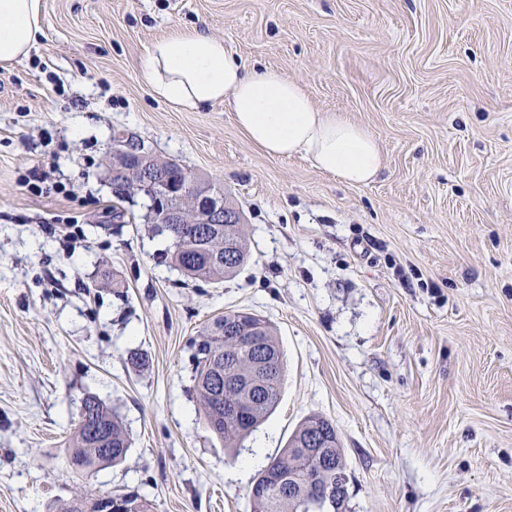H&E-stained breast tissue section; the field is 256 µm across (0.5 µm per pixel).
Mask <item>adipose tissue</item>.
I'll use <instances>...</instances> for the list:
<instances>
[{"label": "adipose tissue", "mask_w": 512, "mask_h": 512, "mask_svg": "<svg viewBox=\"0 0 512 512\" xmlns=\"http://www.w3.org/2000/svg\"><path fill=\"white\" fill-rule=\"evenodd\" d=\"M44 0H0V66L27 57L43 33ZM155 98L176 111L217 104L247 139L272 157L306 158L320 171L353 185L375 179L381 147L362 126L314 106L309 94L280 71L245 70L222 39L192 29L155 39L138 60Z\"/></svg>", "instance_id": "ef3b65f1"}]
</instances>
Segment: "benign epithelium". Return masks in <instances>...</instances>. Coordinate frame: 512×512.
Here are the masks:
<instances>
[{
  "label": "benign epithelium",
  "instance_id": "1",
  "mask_svg": "<svg viewBox=\"0 0 512 512\" xmlns=\"http://www.w3.org/2000/svg\"><path fill=\"white\" fill-rule=\"evenodd\" d=\"M146 149L130 134L112 135V185H130L134 197L153 201L147 219L168 231L169 224H240L242 216L224 208V189L202 181L178 165L166 170L148 167ZM84 512H112V496L97 495L85 502Z\"/></svg>",
  "mask_w": 512,
  "mask_h": 512
}]
</instances>
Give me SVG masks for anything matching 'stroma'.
I'll return each instance as SVG.
<instances>
[{"label":"stroma","instance_id":"obj_1","mask_svg":"<svg viewBox=\"0 0 512 512\" xmlns=\"http://www.w3.org/2000/svg\"><path fill=\"white\" fill-rule=\"evenodd\" d=\"M177 29L363 126L380 176L348 185L266 155L223 106L155 99L136 63ZM116 131L223 185L252 254L239 274L188 281L166 240L113 218ZM231 310L269 320L287 361L234 459L191 349ZM89 395L132 445L78 477ZM312 415L340 437L348 512H512V0H45L43 37L0 69V512H55L85 485L151 512H251Z\"/></svg>","mask_w":512,"mask_h":512}]
</instances>
